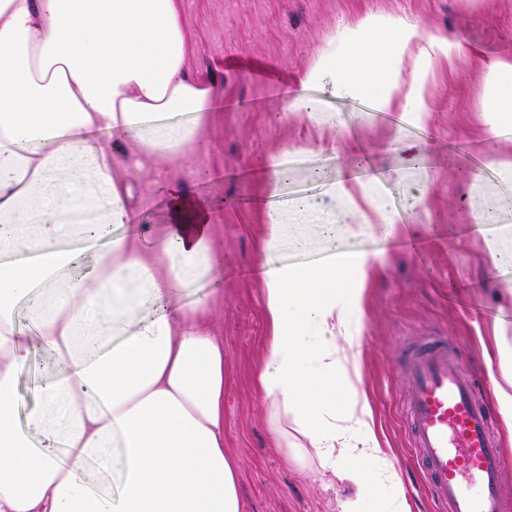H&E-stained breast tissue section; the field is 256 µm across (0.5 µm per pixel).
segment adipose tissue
Listing matches in <instances>:
<instances>
[{
    "label": "adipose tissue",
    "instance_id": "ef3b65f1",
    "mask_svg": "<svg viewBox=\"0 0 512 512\" xmlns=\"http://www.w3.org/2000/svg\"><path fill=\"white\" fill-rule=\"evenodd\" d=\"M455 46L422 24L367 16L348 36L385 90L381 111L428 121L424 68ZM418 63L403 77L406 53ZM180 0H0V512H243L240 458L224 445V340L208 298L183 290L224 263L213 200L168 184L171 210L152 250L140 245L121 144L138 162L172 165L194 153L224 101L192 74ZM328 41L301 78L330 95L361 94V71ZM495 124L512 123V53L485 55ZM108 133L111 144L95 140ZM356 221L324 224L330 265L312 275L278 262L302 247L268 206L258 253L262 352L251 371L275 448L302 436L317 468L356 486L341 512H411L368 401L336 405V379L358 372L369 258L339 243L397 221L374 189ZM357 271L336 285L345 266ZM493 392L512 436V336H496ZM36 377L21 403L22 374ZM372 470H364V463Z\"/></svg>",
    "mask_w": 512,
    "mask_h": 512
}]
</instances>
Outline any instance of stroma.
Wrapping results in <instances>:
<instances>
[{"mask_svg":"<svg viewBox=\"0 0 512 512\" xmlns=\"http://www.w3.org/2000/svg\"><path fill=\"white\" fill-rule=\"evenodd\" d=\"M181 8L188 66L196 75L216 78L224 112L203 153L175 168L132 167L128 175L141 201L140 221L148 226L164 223L165 186L171 181L227 201L214 228L224 244V267L188 288L185 300L210 296L224 338V441L242 461L245 512H340V503L357 493L319 470L287 463L271 447L266 408L250 381L266 336L254 270L261 211L270 201L259 174L274 159L290 175L272 202L308 242L303 250L281 249L288 266L318 273L327 256L317 224L321 211L335 207L329 194L321 193L315 209L293 206L308 193L314 171L330 177L345 168L358 189L377 182L388 209L405 226L394 240L367 234L344 242L346 252L376 264L365 293L355 385L366 395L374 430L411 494L412 512H432L431 503L415 493L422 475L402 454L409 395L403 349L435 331L486 383L482 344L493 342L496 328L512 334V296L502 291L512 267L492 258L484 245L499 225H512V210L499 207L500 199L512 196V184L486 163L493 149L512 146V126L487 123L484 75L468 52L472 45L512 52V0H181ZM367 15L418 20L460 44V52L429 66V124L421 125L411 112H376L381 88L372 82L358 96L334 97L315 86L304 90L335 113V128L288 113L290 93L299 89V78L326 39ZM401 139L420 143L422 151L398 172ZM476 188L496 223L473 224L470 197Z\"/></svg>","mask_w":512,"mask_h":512,"instance_id":"35a3bbf8","label":"stroma"}]
</instances>
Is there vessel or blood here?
I'll return each mask as SVG.
<instances>
[{
    "instance_id": "b4317fda",
    "label": "vessel or blood",
    "mask_w": 512,
    "mask_h": 512,
    "mask_svg": "<svg viewBox=\"0 0 512 512\" xmlns=\"http://www.w3.org/2000/svg\"><path fill=\"white\" fill-rule=\"evenodd\" d=\"M405 418L411 460L436 512H512L505 457L476 379L438 336L408 346Z\"/></svg>"
}]
</instances>
